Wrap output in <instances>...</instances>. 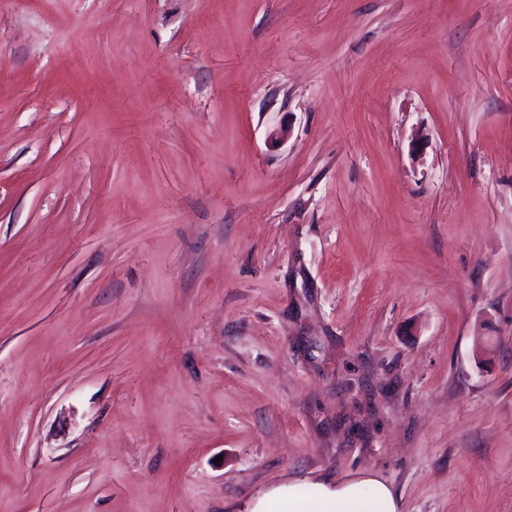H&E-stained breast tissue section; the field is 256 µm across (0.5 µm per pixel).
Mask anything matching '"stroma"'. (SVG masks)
Masks as SVG:
<instances>
[{"label":"stroma","mask_w":512,"mask_h":512,"mask_svg":"<svg viewBox=\"0 0 512 512\" xmlns=\"http://www.w3.org/2000/svg\"><path fill=\"white\" fill-rule=\"evenodd\" d=\"M367 473L512 512V0H0V512Z\"/></svg>","instance_id":"obj_1"}]
</instances>
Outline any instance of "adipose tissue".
I'll list each match as a JSON object with an SVG mask.
<instances>
[{"label":"adipose tissue","mask_w":512,"mask_h":512,"mask_svg":"<svg viewBox=\"0 0 512 512\" xmlns=\"http://www.w3.org/2000/svg\"><path fill=\"white\" fill-rule=\"evenodd\" d=\"M250 512H400L389 485L367 474L349 481L305 479L266 492Z\"/></svg>","instance_id":"ef3b65f1"}]
</instances>
